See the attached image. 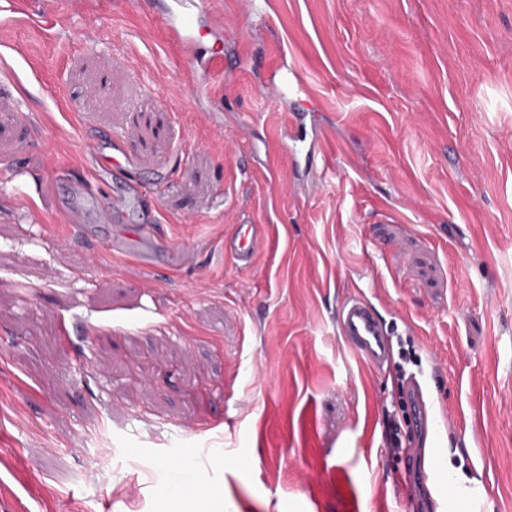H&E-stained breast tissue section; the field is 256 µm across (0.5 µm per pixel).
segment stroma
Masks as SVG:
<instances>
[{"label": "stroma", "mask_w": 512, "mask_h": 512, "mask_svg": "<svg viewBox=\"0 0 512 512\" xmlns=\"http://www.w3.org/2000/svg\"><path fill=\"white\" fill-rule=\"evenodd\" d=\"M208 28L230 73L196 106L137 0H0V512H406L384 414L410 374L448 411L451 512H512V0H210ZM281 60L333 182L291 180L296 107L259 94ZM102 132L167 174L137 244L160 271L108 252ZM357 286L415 327L382 369L336 330ZM261 227L260 224L238 225L237 231L224 239V254L243 266L249 265L261 241Z\"/></svg>", "instance_id": "1"}]
</instances>
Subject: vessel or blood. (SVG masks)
I'll use <instances>...</instances> for the list:
<instances>
[{"mask_svg": "<svg viewBox=\"0 0 512 512\" xmlns=\"http://www.w3.org/2000/svg\"><path fill=\"white\" fill-rule=\"evenodd\" d=\"M207 14L208 0H171L162 16L167 30L185 46L189 65L202 80L224 74L223 54L200 53L196 50L195 33L201 29ZM307 119V113H295L293 131L287 136L292 143L290 151L295 160L293 176L297 179L305 176L307 162L323 153V134L319 131L308 132ZM109 144L112 154L107 162L112 169L113 179L130 181L133 153L126 137L112 134ZM261 237L260 225H238L236 232L225 238L224 253L241 265H249ZM336 329L360 363L378 369L389 364L394 331L387 326L364 291L346 297L338 306ZM404 391L406 414L415 425L416 436L402 451L405 470L400 475V483L411 503L423 504L426 512H446L448 494L442 487L443 470L436 466L432 469L425 466L426 461H436L444 454L443 449L437 446L441 423L417 381H407Z\"/></svg>", "mask_w": 512, "mask_h": 512, "instance_id": "1", "label": "vessel or blood"}]
</instances>
